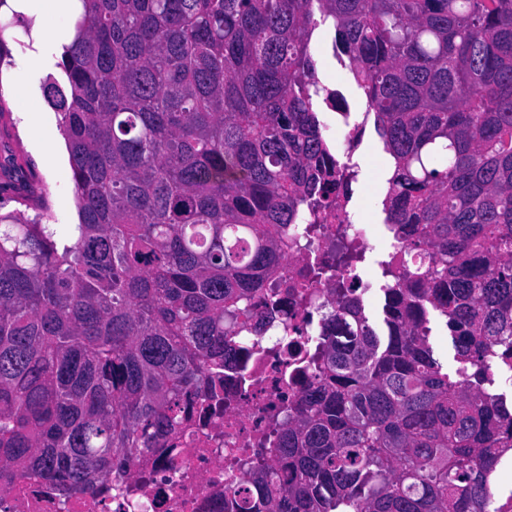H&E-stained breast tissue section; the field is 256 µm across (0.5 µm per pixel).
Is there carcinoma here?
I'll list each match as a JSON object with an SVG mask.
<instances>
[{"label":"carcinoma","instance_id":"carcinoma-1","mask_svg":"<svg viewBox=\"0 0 512 512\" xmlns=\"http://www.w3.org/2000/svg\"><path fill=\"white\" fill-rule=\"evenodd\" d=\"M45 87L79 223L0 213V493L122 477L175 440L298 205L337 191L310 40L335 43L395 169L387 220L432 265L344 298L236 512H488L512 408V0H80ZM458 363L434 357L430 316Z\"/></svg>","mask_w":512,"mask_h":512}]
</instances>
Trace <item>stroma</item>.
I'll return each mask as SVG.
<instances>
[{
  "instance_id": "obj_1",
  "label": "stroma",
  "mask_w": 512,
  "mask_h": 512,
  "mask_svg": "<svg viewBox=\"0 0 512 512\" xmlns=\"http://www.w3.org/2000/svg\"><path fill=\"white\" fill-rule=\"evenodd\" d=\"M32 23L33 36L24 43H16L18 28ZM74 18L64 23L49 22L40 15H19L15 25L0 32L9 51V57L0 65V211L14 212L22 217L40 218L42 223L57 225L59 231L78 221L76 198L62 195L63 187L72 185L73 175L69 155L61 132H53L52 145L57 152L54 164L41 162L36 147L24 130V113L29 105L40 106L44 117L58 123L57 113L46 104L43 87L48 78H62L57 66L62 44L74 32ZM44 40V55L39 63L29 64L33 37ZM335 31L321 23L315 28L311 55L316 63L318 77L340 93L350 111H366L364 91L356 83L343 61L335 56ZM394 165L391 156L375 129H368L360 160L356 191L351 203L355 222L367 225L373 245L363 263L369 280L379 282V263L387 249L384 228V183Z\"/></svg>"
}]
</instances>
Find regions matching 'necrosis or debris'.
Masks as SVG:
<instances>
[{
  "mask_svg": "<svg viewBox=\"0 0 512 512\" xmlns=\"http://www.w3.org/2000/svg\"><path fill=\"white\" fill-rule=\"evenodd\" d=\"M323 103L337 120L342 152L329 163L345 177L340 197L306 209L309 234H289L287 260L253 301L255 314L269 321L260 330L242 328L237 358L224 369L223 406L184 422L175 450L133 460L128 478L99 481L83 492L23 478L0 494V512H229L230 487L257 465L258 449L275 446L310 379L323 322L337 307V286L359 298L371 288L357 264L336 261L345 248L361 254L372 248L366 225L351 218L346 178L358 167L366 123L337 101L334 90H325Z\"/></svg>",
  "mask_w": 512,
  "mask_h": 512,
  "instance_id": "obj_1",
  "label": "necrosis or debris"
}]
</instances>
